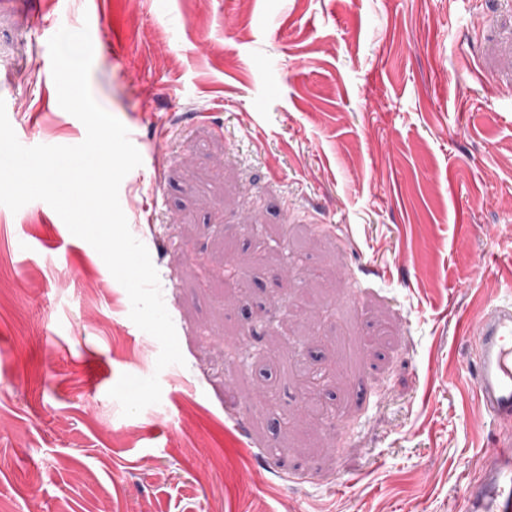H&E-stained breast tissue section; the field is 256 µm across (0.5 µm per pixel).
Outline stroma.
Here are the masks:
<instances>
[{"label": "stroma", "instance_id": "obj_1", "mask_svg": "<svg viewBox=\"0 0 512 512\" xmlns=\"http://www.w3.org/2000/svg\"><path fill=\"white\" fill-rule=\"evenodd\" d=\"M35 2L101 32L90 91L141 154L119 200L185 363L156 371L47 203L0 205V512H456L497 437L461 320L512 299V0ZM25 9L7 117L79 144ZM302 366L341 369L332 417L299 419ZM124 373L160 403L122 416Z\"/></svg>", "mask_w": 512, "mask_h": 512}]
</instances>
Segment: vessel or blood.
Returning <instances> with one entry per match:
<instances>
[{
    "label": "vessel or blood",
    "instance_id": "b4317fda",
    "mask_svg": "<svg viewBox=\"0 0 512 512\" xmlns=\"http://www.w3.org/2000/svg\"><path fill=\"white\" fill-rule=\"evenodd\" d=\"M463 331L475 349L467 373L497 429L484 471L469 488L464 512H512V299L484 306Z\"/></svg>",
    "mask_w": 512,
    "mask_h": 512
}]
</instances>
